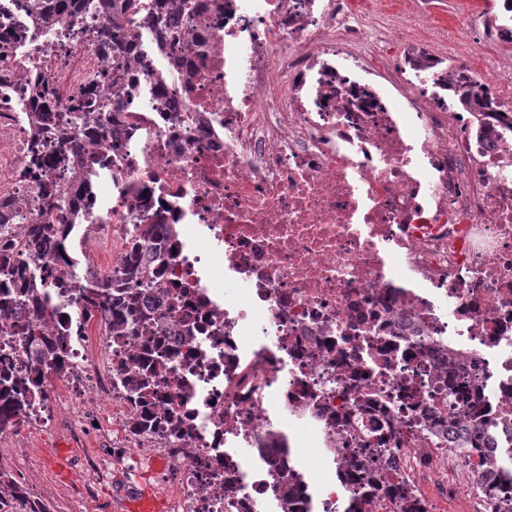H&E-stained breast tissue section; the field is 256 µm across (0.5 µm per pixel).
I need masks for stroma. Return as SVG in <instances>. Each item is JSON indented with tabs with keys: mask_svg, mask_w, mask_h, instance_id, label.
<instances>
[{
	"mask_svg": "<svg viewBox=\"0 0 512 512\" xmlns=\"http://www.w3.org/2000/svg\"><path fill=\"white\" fill-rule=\"evenodd\" d=\"M430 28L448 31L446 40L438 42L440 51L449 57H466L471 68L491 83L508 87L512 84V48L495 44L483 27L462 23L465 15L483 14L485 0H428ZM121 414L95 396L75 393L62 398L55 410V423L45 428L25 423L1 435L12 452L0 454V471L20 478L37 493L49 512H120V502L130 487L154 481L161 493H168L164 479H152L148 453L137 448L125 451L126 462L134 463L130 480L105 478L97 484V493L86 497L88 476L82 459L90 453L110 451L112 425L121 422ZM70 446L71 475L62 478L49 470L44 456L57 442Z\"/></svg>",
	"mask_w": 512,
	"mask_h": 512,
	"instance_id": "stroma-1",
	"label": "stroma"
}]
</instances>
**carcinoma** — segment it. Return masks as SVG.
I'll return each instance as SVG.
<instances>
[{"label":"carcinoma","mask_w":512,"mask_h":512,"mask_svg":"<svg viewBox=\"0 0 512 512\" xmlns=\"http://www.w3.org/2000/svg\"><path fill=\"white\" fill-rule=\"evenodd\" d=\"M141 0H34L32 8L45 22L66 27L78 36L87 35L96 45L98 60L112 61L109 78L114 84L122 80L119 64L134 58L139 48L137 35L128 26V15L142 10ZM149 17L155 19V35L162 44L179 41V32L160 24L163 17L186 14L192 17L198 10L194 0H151ZM23 36L14 26L0 21V63L9 59L12 67L0 68V83H11L16 70L24 68L22 59ZM448 87L460 89L464 98L460 103L471 112L492 111L491 102L473 93V88L453 63H448ZM95 85L83 95L75 97L66 106L69 120L63 124L52 121L51 113L58 110L59 92L39 82L30 87L37 110L32 123L30 149L25 177L34 182L39 199L40 222L25 224L23 235L16 242L0 243V329L8 325L12 312L25 308L34 317L35 324L22 328V340L29 353L39 362L59 369L68 367V334L53 322L58 306L78 292L81 310H95L104 318L112 337L123 340L142 334L150 318L160 324V335L142 351L130 357L123 374L124 386L132 393L146 391L149 378L140 368L149 361L165 365L162 348L165 336H189V329L179 328L170 320L175 303L168 307L152 306L147 296L162 286V275L170 265L173 252L158 243V224H136L125 242L122 264L112 274L91 270L82 276L77 272L68 249L69 221L75 214L81 196L90 192L93 180L99 174L95 168L94 151L102 142L114 137L120 125L116 124L112 104L93 100ZM71 171V182L64 188L51 176V171ZM25 218L12 199H0V235L9 234L13 224H24ZM23 250L32 257L53 256L63 269L48 284L35 267L14 263V252ZM474 380L449 372L444 385L435 391H425L426 398L437 393L448 404L457 407L465 418L462 424L460 450L466 454L482 451L489 439V425L477 417L470 404ZM37 378L16 370L9 359L0 356V433L19 426L27 415V407L39 398ZM385 438L366 444L353 463L358 473L356 490L367 495L376 491L384 479L379 460L384 452ZM400 500L402 512H420L415 498L406 486L391 488Z\"/></svg>","instance_id":"1"}]
</instances>
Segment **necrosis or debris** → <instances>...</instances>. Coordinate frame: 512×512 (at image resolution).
<instances>
[{
    "label": "necrosis or debris",
    "mask_w": 512,
    "mask_h": 512,
    "mask_svg": "<svg viewBox=\"0 0 512 512\" xmlns=\"http://www.w3.org/2000/svg\"><path fill=\"white\" fill-rule=\"evenodd\" d=\"M30 0H0L23 35L30 80L125 105L128 131L98 150L103 166L75 224L126 239L141 213L178 230L164 274L174 319L191 339H167L157 383L180 437L134 433L166 465L173 512H280L301 458L268 434L298 426L318 451L316 479L294 512H342L345 465L376 434L384 472L405 481L421 512H492L483 486L512 446V95L471 75L489 112H468L448 90V58L429 39L401 37L386 58L348 0H207L190 73L172 68L181 45L157 53L162 89L141 79L95 80V46L60 41ZM54 44L52 59L43 47ZM26 87L0 88V197L33 207L24 177ZM233 292H225V284ZM14 317L0 340L36 368L50 423L58 375L19 345ZM72 327L67 382L140 408L121 387L118 356L98 313L62 306ZM464 368L493 430L487 452H456L461 425L440 401L384 409L387 393ZM358 428L342 426L349 415ZM416 419V428L405 425Z\"/></svg>",
    "instance_id": "obj_1"
}]
</instances>
